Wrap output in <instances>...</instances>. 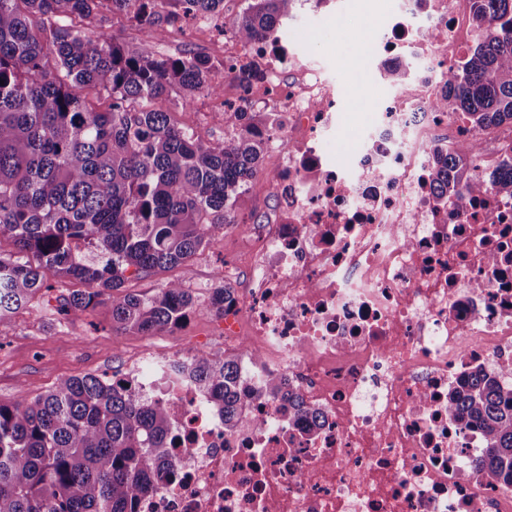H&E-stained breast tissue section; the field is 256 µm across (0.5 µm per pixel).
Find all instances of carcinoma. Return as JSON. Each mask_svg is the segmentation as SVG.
Masks as SVG:
<instances>
[{
    "instance_id": "cac0c4a2",
    "label": "carcinoma",
    "mask_w": 512,
    "mask_h": 512,
    "mask_svg": "<svg viewBox=\"0 0 512 512\" xmlns=\"http://www.w3.org/2000/svg\"><path fill=\"white\" fill-rule=\"evenodd\" d=\"M296 0H252L231 21L243 42L269 36ZM474 46L448 67V95L429 109L459 115L477 135L512 127V0H469ZM142 28L159 21L216 15L224 0H0V325L50 290L43 269L80 288L55 312L79 316L112 299V325L142 335L183 323L235 301L228 285L204 306L168 282L160 293L128 292L131 276L180 269L216 244L262 168L274 118L236 127L241 111L224 107L233 126L207 141L176 127L158 103L171 92L185 103L224 92L208 58L164 57L149 40L124 44L95 31L101 9ZM105 95L99 111L83 91ZM480 144L433 154L439 196L459 212L490 185L512 195V156L496 180L478 177ZM158 372L187 375L236 428L259 399H288L289 415L318 416L270 376L240 389L242 360L199 356L189 366L160 363ZM448 416L485 439L481 476L512 486V388L481 370L448 390ZM167 406L122 379L68 377L44 395L0 402V512H138L140 498L176 471Z\"/></svg>"
}]
</instances>
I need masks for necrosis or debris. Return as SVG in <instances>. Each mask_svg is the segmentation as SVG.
<instances>
[{
    "label": "necrosis or debris",
    "mask_w": 512,
    "mask_h": 512,
    "mask_svg": "<svg viewBox=\"0 0 512 512\" xmlns=\"http://www.w3.org/2000/svg\"><path fill=\"white\" fill-rule=\"evenodd\" d=\"M463 4L407 0L371 34L379 69L420 65L344 169L319 144L333 87L292 66L279 35L221 37L214 64L249 71L246 96L279 105L284 153L268 177L277 216L247 232L251 286L225 308L224 338L257 353L243 390L287 378L321 418L261 400L228 432L189 379L131 377L175 412L178 477L139 512H512V487L475 467L481 433L448 416L449 389L478 370L504 367L512 386V197L489 188L461 213L433 192L432 155L463 132L428 108L469 36Z\"/></svg>",
    "instance_id": "necrosis-or-debris-1"
}]
</instances>
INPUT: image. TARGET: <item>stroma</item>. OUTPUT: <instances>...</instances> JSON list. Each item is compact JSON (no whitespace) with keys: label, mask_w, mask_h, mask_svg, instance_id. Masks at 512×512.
Returning a JSON list of instances; mask_svg holds the SVG:
<instances>
[{"label":"stroma","mask_w":512,"mask_h":512,"mask_svg":"<svg viewBox=\"0 0 512 512\" xmlns=\"http://www.w3.org/2000/svg\"><path fill=\"white\" fill-rule=\"evenodd\" d=\"M401 0H297L288 27L305 26L300 41L291 51L301 62L311 65L336 88L334 110L343 120L336 129V146L347 150L353 132L370 124L383 108L388 94L378 83L376 61L365 50V27L382 26L388 13ZM336 13L347 17L343 32H336L326 16ZM98 30L117 41L135 44L149 39L154 50L164 56L193 52L205 57L213 53V41L185 24L181 34H173L169 25L160 23L141 29L125 17L103 12ZM234 85L225 82L224 95L232 96ZM223 97H198L184 104L179 93H171L163 107L175 125L194 130L206 140L224 137ZM282 156L278 143L267 146L262 172L248 185L235 209V223L225 229L221 240L200 252L192 262V272L182 276L180 270L157 272L130 278L129 289L146 295L157 294L174 279L200 303H208L214 288L224 284V267L246 266L248 261L244 229L251 224H266L277 211V200L267 189V172ZM52 289L34 306L12 314L0 326V401L18 397L35 398L46 393L59 380L86 374L106 373L117 378L132 371H144L150 365L180 355L224 357L235 355V348L224 342V324L208 310L193 314L178 328L151 336L118 332L112 328L111 305L102 303L78 317L53 313L58 297L70 287L48 276Z\"/></svg>","instance_id":"1"}]
</instances>
